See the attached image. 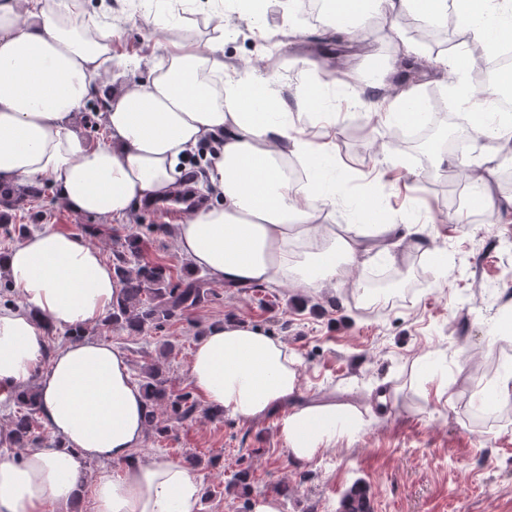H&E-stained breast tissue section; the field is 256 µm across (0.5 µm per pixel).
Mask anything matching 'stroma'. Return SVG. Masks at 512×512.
Masks as SVG:
<instances>
[{"mask_svg": "<svg viewBox=\"0 0 512 512\" xmlns=\"http://www.w3.org/2000/svg\"><path fill=\"white\" fill-rule=\"evenodd\" d=\"M161 0H112V20L120 31L112 46L117 59L142 66L164 57L167 38L152 30L149 7ZM186 16L209 10L224 16V63L228 70L259 66L279 72L285 97L317 84L321 94L302 123L312 132L329 131L336 148L332 165L344 175L347 194L328 212L326 223L344 229L353 223L360 201L383 192L392 217L426 220L445 252L447 275L440 283L422 275L429 259L402 249L396 261L378 267L404 276L414 291L398 288L378 311H368L344 290L308 291L285 285L232 288L209 280L210 295L192 322H177L147 335H104L131 369L158 359L165 342L173 384L189 389L187 367L199 330L240 320L284 341L301 361L300 396L336 399L369 410L373 423L358 436L338 439L314 461L291 462L280 436L283 412L249 425L231 418L196 421L165 436L146 434L137 449L144 459L178 462L194 456L192 472L207 497L202 512H253L254 503L273 499L279 512H338L344 491L354 482L367 486L372 512H512V406L485 409L480 398L494 364L512 365V339H491L490 329L512 311V212L497 213L498 201L512 198L508 164L492 174L493 204L475 206L460 179V157L448 147L460 131L448 126L426 159L407 148L394 151L391 130L363 105L380 91L381 72L399 57L407 29L393 30L385 19L364 16L357 28L362 42L336 41L334 22H311L294 0H268L260 18L241 12L238 0H185ZM310 67H301V59ZM464 210L466 223L452 214ZM41 214L45 229L86 234L98 218L78 216L58 201L53 189L13 211L28 224ZM171 214L135 208L119 234L139 224L163 225L147 257L181 267ZM447 368L452 404L434 415L438 379L423 372L422 357ZM247 471L248 492H229L231 474Z\"/></svg>", "mask_w": 512, "mask_h": 512, "instance_id": "1", "label": "stroma"}]
</instances>
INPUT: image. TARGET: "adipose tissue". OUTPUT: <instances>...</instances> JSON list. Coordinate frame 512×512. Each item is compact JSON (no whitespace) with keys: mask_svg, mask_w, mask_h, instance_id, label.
<instances>
[{"mask_svg":"<svg viewBox=\"0 0 512 512\" xmlns=\"http://www.w3.org/2000/svg\"><path fill=\"white\" fill-rule=\"evenodd\" d=\"M338 29L355 36L365 12L397 21L432 22L456 12L487 50L512 41V0H334ZM221 13L183 23L178 10L153 18L168 51L145 82L113 87L101 71L117 36L89 15L85 0H0V184L50 185L78 215L121 221L148 201L171 196L181 161L201 142L223 135L209 157L205 192L176 229L179 254L193 269L227 285L289 284L336 289L361 256H392L400 242L435 253L427 225H365L337 235L321 223L341 187L325 192L295 184L288 156L317 163L332 152L292 122L274 74L224 69ZM388 94L369 103L377 121L416 119L415 97L390 68ZM101 101L104 137L87 145L74 130L87 102ZM0 271L21 298L0 308V385L36 381L40 415L58 447L0 456V512H66L79 495L89 460L116 464L91 485L93 512H201L202 487L183 465L144 460L145 401L124 355L103 339L80 338L50 349V332L104 320L122 283L99 247L83 236L43 230L0 255ZM300 360L285 343L245 322L210 326L194 343L189 382L211 410L247 425L287 407L280 432L293 461L309 462L372 423L348 403L299 398Z\"/></svg>","mask_w":512,"mask_h":512,"instance_id":"1","label":"adipose tissue"}]
</instances>
